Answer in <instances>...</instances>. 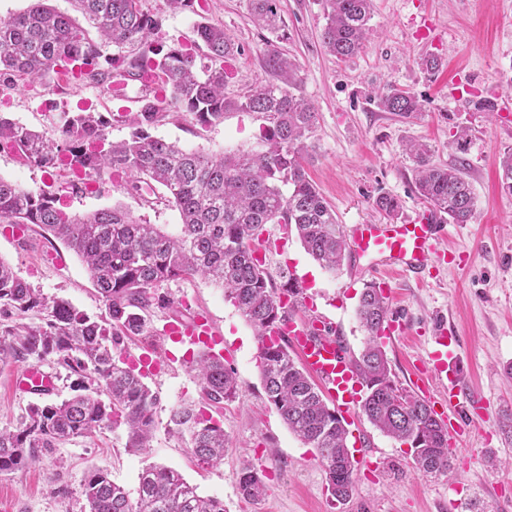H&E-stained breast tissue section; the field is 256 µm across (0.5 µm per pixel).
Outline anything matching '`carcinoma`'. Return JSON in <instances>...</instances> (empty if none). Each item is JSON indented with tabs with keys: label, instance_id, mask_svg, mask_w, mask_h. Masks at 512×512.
<instances>
[{
	"label": "carcinoma",
	"instance_id": "cac0c4a2",
	"mask_svg": "<svg viewBox=\"0 0 512 512\" xmlns=\"http://www.w3.org/2000/svg\"><path fill=\"white\" fill-rule=\"evenodd\" d=\"M75 2L99 40L89 38L69 15L40 4L0 18V84L42 85L62 75L110 91L115 84L145 85L154 78L162 98L148 101L138 112L108 117L64 112L56 139L0 113V148H13L44 169H78L98 178L125 175L135 192L158 184L177 208L182 228L179 235H168L121 207L72 217L63 210L60 193L0 178V223L34 224L61 239L86 264L109 316L99 322L64 298L44 295L0 260V363L50 358L80 377L77 394L61 402L32 403L14 428L0 427V475L29 468L53 449L120 419L128 427L127 447H147L159 399L116 350L124 339L145 332L153 307L164 302L156 294L163 283L192 277L214 282L263 340L288 315L284 299L294 297L290 283L274 287L255 256L265 225L294 227L307 253L331 272L340 269L346 249L336 212L301 162L317 112L295 93L294 84L262 83L229 98L224 95L229 78L224 60L234 57L238 46L224 29L198 24L196 35L204 46L199 54L176 45L166 48L155 39L159 23L141 9L140 0ZM277 2L250 0L254 21L273 33L283 27ZM322 8L327 51L343 59L363 49L373 0H322ZM111 47L117 52H109ZM265 65L273 74L296 69L273 44L266 50ZM379 103L382 110L405 119L421 111L413 94L395 86L381 94ZM171 108L183 109L204 126L224 120L228 111L257 114L263 119L265 149L214 155L153 136L150 129ZM114 121L129 125L131 132L128 139L108 144L106 129ZM405 151L416 164L420 198L445 222L471 223L477 201L463 164H431V147L425 143L410 142ZM500 169V191L512 196V153L502 157ZM32 312L39 322L17 321ZM387 314L382 291L365 289L357 315L366 342L359 355L350 356L366 387L361 412L381 432L410 446L418 472L443 475L450 466L448 431L425 401L391 380L378 342ZM260 363L268 401L288 430L317 450L332 497L347 501L355 473L342 418L281 340L261 344ZM194 370L209 402L220 404L235 394L234 373L222 358L205 354ZM170 424L188 436L201 463L224 460L229 446L224 428L194 406L174 408ZM239 489L253 502L268 492L253 465L241 469ZM83 493L88 512H224L223 501L201 496L178 471L154 465L139 474L134 499L100 469L88 472Z\"/></svg>",
	"mask_w": 512,
	"mask_h": 512
}]
</instances>
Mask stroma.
<instances>
[{"label": "stroma", "instance_id": "obj_1", "mask_svg": "<svg viewBox=\"0 0 512 512\" xmlns=\"http://www.w3.org/2000/svg\"><path fill=\"white\" fill-rule=\"evenodd\" d=\"M141 8L159 20V38L167 46L193 48L201 22L224 28L241 49L224 88L229 97L247 94L268 79L269 44L295 58L298 69L289 79L318 112L303 164L341 225L386 222L375 208L383 194L397 199L399 220L425 209L415 189V164L404 151L407 142L429 144L432 164L463 163L476 215L472 223L447 225L436 249L463 252L468 259L441 265L424 280H393L389 309L406 332L384 338L382 345L392 380L408 389L416 366L431 360L434 329L446 327L464 366L461 384L487 400V415L463 441L451 443L448 474L425 477L414 472L408 445L352 411L348 440L357 460L356 484L350 500L337 502L327 491L316 449L291 433L268 401L254 328L222 288L200 278L172 281L159 288L167 304L154 310L144 335L122 345L123 360L137 361L146 352L158 364L144 379L160 398L149 447H127V429L120 423L77 438L36 466L0 475V512H86L83 484L90 469L107 471L132 493L148 465L179 471L201 495L222 500L226 512H445L455 485L469 497L461 512H512V443L499 429L503 414L512 412V196L499 188L500 157L512 151V0H374L364 48L342 60L322 43L320 0H280L285 22L280 38L255 24L249 0H200L183 12L169 10L164 0H141ZM428 55L440 59L437 72L421 68L420 59ZM391 85L413 93L422 112L409 119L384 112L376 95ZM125 99L79 82L60 89L51 83L17 86L0 91V112L52 135L60 113H118L125 111ZM261 124L258 115L229 111L222 122L203 126L179 111L151 133L187 150L232 154L261 150ZM463 127L469 139L461 149L456 138ZM0 177L34 190L61 183L57 170L33 166L10 150L0 151ZM64 203L74 216L119 204L169 234L180 231L179 213L160 188L145 200L128 192L124 180L91 177L86 189L66 194ZM263 239L275 284L286 282L292 271L303 277L307 293L321 302L348 351L359 353L366 333L356 308L361 293L377 285L375 275L349 253L340 270L326 271L281 224L267 225ZM0 259L44 294L68 299L92 319L106 317L84 262L37 226L16 237L0 223ZM176 318L202 319L211 327L214 348L237 380L235 394L223 403L214 406L202 397L192 360L203 344L187 337L175 341L165 333V324ZM33 367L54 378L46 401L73 395L76 376L54 360L0 364V425L15 426L27 405L37 401V394L16 383ZM180 404L195 405L223 426L230 447L221 464L198 463L187 438L172 429L170 411ZM248 463L268 486L259 504L239 491L238 474Z\"/></svg>", "mask_w": 512, "mask_h": 512}]
</instances>
